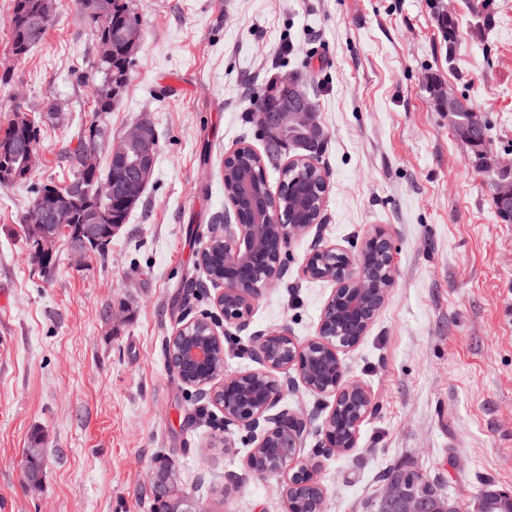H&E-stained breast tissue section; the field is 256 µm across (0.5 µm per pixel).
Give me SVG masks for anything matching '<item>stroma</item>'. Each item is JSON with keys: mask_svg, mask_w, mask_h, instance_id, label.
I'll use <instances>...</instances> for the list:
<instances>
[{"mask_svg": "<svg viewBox=\"0 0 512 512\" xmlns=\"http://www.w3.org/2000/svg\"><path fill=\"white\" fill-rule=\"evenodd\" d=\"M130 5L142 44L112 110L99 113L96 31L81 0H57L21 58L12 0H0V127L19 111H63L42 126L30 179L0 185V512H154L160 458L202 512H287L275 478L248 466L247 430L178 380L165 347L182 324L208 318L233 373L253 369L254 332L316 336L335 284L304 277L305 257L318 243L357 253L379 227L396 249L394 285L340 354L371 403L356 447L323 452L334 399L296 373L276 405L311 421L298 454L317 466L324 512H370L393 467L420 471L465 510L485 482L512 491V223L496 213L494 174L476 169L436 98L484 116L492 157L512 164V0ZM286 76L326 135V220L289 241L284 276L241 330L225 324L200 254L230 208L224 154L263 151L253 102ZM143 118L158 151L141 202L104 253L79 259L59 240L43 274L27 242L35 191L68 182L65 154L90 122L113 142ZM223 438L229 448L213 451ZM35 442L36 486L26 478Z\"/></svg>", "mask_w": 512, "mask_h": 512, "instance_id": "1", "label": "stroma"}]
</instances>
